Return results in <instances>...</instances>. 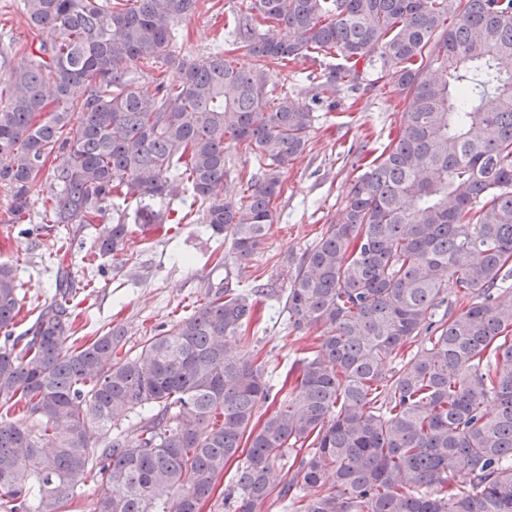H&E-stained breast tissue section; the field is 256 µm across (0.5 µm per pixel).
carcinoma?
Returning <instances> with one entry per match:
<instances>
[{
  "instance_id": "cac0c4a2",
  "label": "carcinoma",
  "mask_w": 512,
  "mask_h": 512,
  "mask_svg": "<svg viewBox=\"0 0 512 512\" xmlns=\"http://www.w3.org/2000/svg\"><path fill=\"white\" fill-rule=\"evenodd\" d=\"M197 8L24 0L28 26L60 36L0 50L10 213L30 215L54 157L46 220L93 224L110 204L95 248L118 255L114 200L184 184L246 265L314 120L273 70L324 52L340 60L324 90L357 86L362 67L391 75L398 133L286 295L288 324L321 327L319 342L260 415L272 373L239 342L262 285L208 284L198 310L121 357V325L69 343L67 288L13 336L19 285L1 261L0 407L24 411L0 413V512H62L88 477L105 489L96 512H202L232 465L236 512L274 493L289 512H512V0H252L228 31L249 66L216 53L142 93L132 69L167 64L175 20ZM232 145L258 155L239 200L218 194ZM131 417L135 438L112 432Z\"/></svg>"
}]
</instances>
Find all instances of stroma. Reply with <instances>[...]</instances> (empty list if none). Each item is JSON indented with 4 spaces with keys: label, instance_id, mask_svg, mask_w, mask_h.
<instances>
[{
    "label": "stroma",
    "instance_id": "stroma-1",
    "mask_svg": "<svg viewBox=\"0 0 512 512\" xmlns=\"http://www.w3.org/2000/svg\"><path fill=\"white\" fill-rule=\"evenodd\" d=\"M242 5L243 0H199L196 13L175 25L173 58L198 61L219 48L226 59L246 64V57L234 51L224 31ZM5 35L21 43L49 42L58 33L51 28L31 31L21 0H0V37ZM336 64L330 57L301 58L275 70L273 81L278 91L308 103L318 92L316 77ZM401 111L390 87L366 84L357 90L338 88L316 106L308 150L282 171L283 191L274 205L265 249L244 269L229 259L227 241L212 236L203 224L186 222V215L199 208L191 189L181 190L163 204V211L180 222L178 230L167 235L141 232L135 201L124 202L130 222L125 250L114 257H98L92 253L97 226L79 229L59 224L33 235L51 172H44L33 187L31 215L19 224L13 223L9 212L10 192L0 186V260L13 264L21 283V311L14 333L24 334L42 308L54 301L59 283L65 282L82 309L75 323L80 342L92 341L121 324L128 331L126 348L133 352L153 328L175 323L197 308L208 282L226 278L245 289L258 277L277 293L255 298L254 317L241 349L260 353L278 377H285L307 341L320 334L316 327L299 333L287 325L283 306L296 262L343 211L357 177L348 150L380 154L397 132Z\"/></svg>",
    "mask_w": 512,
    "mask_h": 512
}]
</instances>
